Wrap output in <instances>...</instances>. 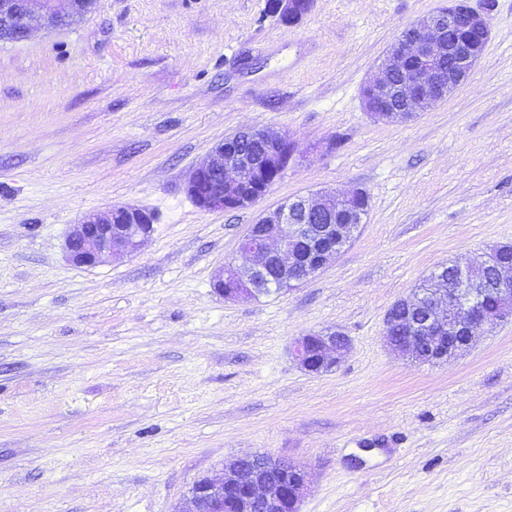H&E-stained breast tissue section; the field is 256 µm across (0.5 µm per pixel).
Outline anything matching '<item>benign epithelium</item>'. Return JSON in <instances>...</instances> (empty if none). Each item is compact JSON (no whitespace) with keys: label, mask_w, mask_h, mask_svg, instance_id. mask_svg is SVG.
<instances>
[{"label":"benign epithelium","mask_w":512,"mask_h":512,"mask_svg":"<svg viewBox=\"0 0 512 512\" xmlns=\"http://www.w3.org/2000/svg\"><path fill=\"white\" fill-rule=\"evenodd\" d=\"M0 0V35L21 42L32 23L56 28L90 10L93 0ZM311 0H277V13L297 21ZM448 5L404 28L381 64V76L364 84L362 104L377 121L394 122L427 112L450 97L467 80L490 37L486 14L471 0ZM295 151L288 134L273 127L239 131L217 143L207 160L193 168L185 190L204 211L251 207L279 180ZM369 207L357 189L341 201L327 191L297 196L262 212L238 242L249 263L228 262L213 278L216 292L231 301L258 298L270 282L279 293L293 290L323 270L351 241ZM153 232L150 212L135 205L113 206L89 215L64 241L68 261L93 267L104 259L121 260L137 252ZM460 283L445 287L442 277L425 292L399 300L385 318L389 346L421 363L455 357L477 340V330L512 319V264L498 267L488 285L475 265H457ZM494 301L487 303L486 298ZM351 347L341 330L300 336L293 343L299 368L321 374L335 368ZM310 474L304 466L284 461L264 464L253 456L224 463V476L204 477L191 490L190 506L172 512H299Z\"/></svg>","instance_id":"7a95c632"}]
</instances>
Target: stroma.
<instances>
[{
  "label": "stroma",
  "instance_id": "35a3bbf8",
  "mask_svg": "<svg viewBox=\"0 0 512 512\" xmlns=\"http://www.w3.org/2000/svg\"><path fill=\"white\" fill-rule=\"evenodd\" d=\"M442 0H95L0 41V512H172L227 460L306 466L300 512H512V323L418 364L389 308L440 265L512 244V0H471L491 34L432 110L373 121L359 90ZM296 152L257 206L199 209L190 170L248 127ZM364 190L336 260L283 295L228 302L214 271L260 211ZM156 216L136 254L71 265L85 216ZM351 349L310 374L298 336Z\"/></svg>",
  "mask_w": 512,
  "mask_h": 512
}]
</instances>
